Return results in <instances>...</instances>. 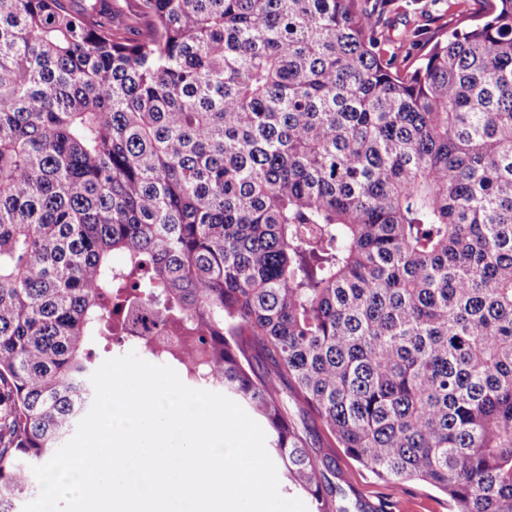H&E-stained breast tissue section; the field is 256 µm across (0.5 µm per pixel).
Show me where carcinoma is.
<instances>
[{
  "label": "carcinoma",
  "mask_w": 512,
  "mask_h": 512,
  "mask_svg": "<svg viewBox=\"0 0 512 512\" xmlns=\"http://www.w3.org/2000/svg\"><path fill=\"white\" fill-rule=\"evenodd\" d=\"M488 2L403 73L362 0H0V512L127 347L262 419L313 512H351L322 447L512 512V0Z\"/></svg>",
  "instance_id": "carcinoma-1"
}]
</instances>
